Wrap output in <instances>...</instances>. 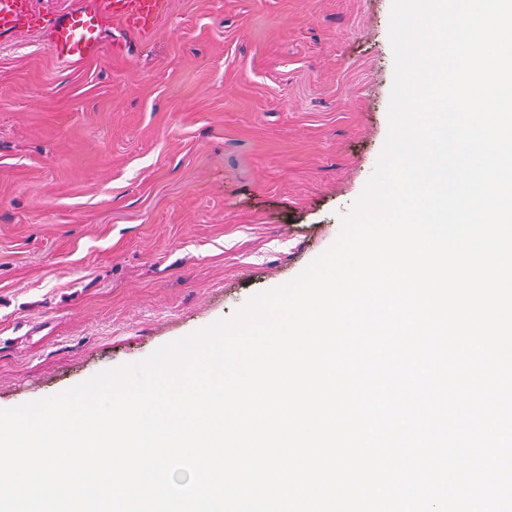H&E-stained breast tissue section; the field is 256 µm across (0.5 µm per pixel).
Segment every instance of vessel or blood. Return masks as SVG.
I'll list each match as a JSON object with an SVG mask.
<instances>
[{
  "instance_id": "obj_1",
  "label": "vessel or blood",
  "mask_w": 512,
  "mask_h": 512,
  "mask_svg": "<svg viewBox=\"0 0 512 512\" xmlns=\"http://www.w3.org/2000/svg\"><path fill=\"white\" fill-rule=\"evenodd\" d=\"M163 0H94L92 6L71 10L53 22L52 50L57 59L78 62L96 55L106 21L133 28L141 35L152 33L154 18ZM31 0H0V37L30 25Z\"/></svg>"
}]
</instances>
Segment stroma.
<instances>
[{"label":"stroma","mask_w":512,"mask_h":512,"mask_svg":"<svg viewBox=\"0 0 512 512\" xmlns=\"http://www.w3.org/2000/svg\"><path fill=\"white\" fill-rule=\"evenodd\" d=\"M167 2L81 63L0 42V409L297 277L384 147L392 0Z\"/></svg>","instance_id":"35a3bbf8"}]
</instances>
